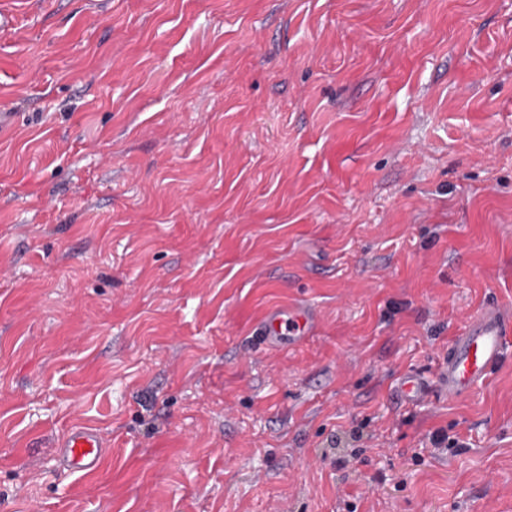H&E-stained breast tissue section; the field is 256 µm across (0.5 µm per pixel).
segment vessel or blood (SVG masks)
I'll return each mask as SVG.
<instances>
[{"label":"vessel or blood","instance_id":"1","mask_svg":"<svg viewBox=\"0 0 512 512\" xmlns=\"http://www.w3.org/2000/svg\"><path fill=\"white\" fill-rule=\"evenodd\" d=\"M315 324L311 309L276 310L265 320L261 340L292 348L302 343ZM511 342L512 313L487 303L452 336L435 364L433 380L415 372L406 375L398 383L396 396L410 403L427 401L435 393L451 401L460 399L489 378ZM108 455L103 434L89 426L70 428L57 445L60 464L74 472H96Z\"/></svg>","mask_w":512,"mask_h":512}]
</instances>
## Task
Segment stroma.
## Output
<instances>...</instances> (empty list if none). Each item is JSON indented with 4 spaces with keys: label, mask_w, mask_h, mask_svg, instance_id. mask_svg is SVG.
I'll return each mask as SVG.
<instances>
[{
    "label": "stroma",
    "mask_w": 512,
    "mask_h": 512,
    "mask_svg": "<svg viewBox=\"0 0 512 512\" xmlns=\"http://www.w3.org/2000/svg\"><path fill=\"white\" fill-rule=\"evenodd\" d=\"M0 12V512H512V350L392 396L512 310V0ZM512 337V316L487 303L450 339L434 368L435 387L448 401L460 399L485 382L503 361ZM315 324L316 316L309 308L275 310L264 321L260 339L265 344L296 347L313 330ZM396 397L410 403H421L431 398L433 394L430 383L418 373L404 376L395 390ZM60 464L73 472H96L109 455L103 434L89 426L67 430L57 445Z\"/></svg>",
    "instance_id": "35a3bbf8"
}]
</instances>
